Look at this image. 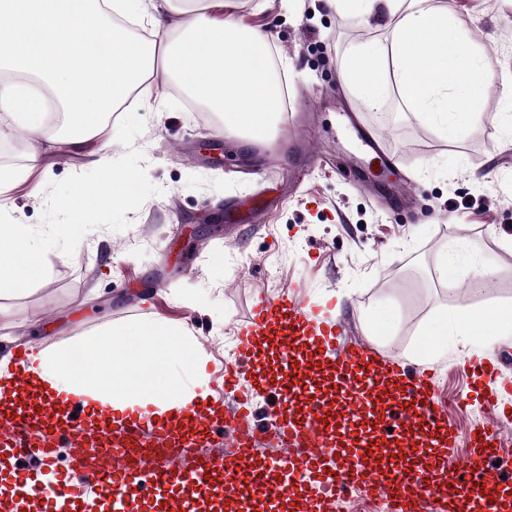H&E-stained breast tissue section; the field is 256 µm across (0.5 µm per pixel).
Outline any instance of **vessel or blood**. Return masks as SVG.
<instances>
[{"label":"vessel or blood","mask_w":512,"mask_h":512,"mask_svg":"<svg viewBox=\"0 0 512 512\" xmlns=\"http://www.w3.org/2000/svg\"><path fill=\"white\" fill-rule=\"evenodd\" d=\"M265 343L276 349V383L287 401L279 437L292 448L308 445V452L283 461L237 447L218 460L195 459L186 477L190 481L208 482L218 496L231 488L260 496L280 472L284 490L300 512H328L336 497L355 484L383 488L397 512H431L441 500L447 501L448 512H512V486L487 470L501 446L500 435L483 425L474 427L468 458L459 468H450L448 452L458 433L444 419L431 374L407 371L368 344L349 339L342 325L323 322L292 288L254 301L239 358L225 367L220 394L197 397L166 419L132 414L117 426L100 422V454L72 459L55 473L53 485L17 470H0V485L45 498V512H89L91 479L104 497L120 504L138 503L148 490L181 482L184 477L163 465L143 480L124 458L147 437L179 455L191 454L214 426L223 424L228 395L236 399L235 426L250 424L249 396L239 391V379L254 370ZM29 355V350H16L10 375L0 376V409L7 413L0 419V456L35 455L49 463L56 442L74 435L95 408L82 395L64 401L49 395L36 419L27 418ZM470 369L476 399L511 422L512 410L488 386L497 377L496 364L474 361ZM377 403L389 409L383 425L362 428L364 412ZM381 452L388 458L383 469L377 458Z\"/></svg>","instance_id":"vessel-or-blood-1"}]
</instances>
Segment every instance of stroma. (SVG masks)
Instances as JSON below:
<instances>
[{
	"instance_id": "35a3bbf8",
	"label": "stroma",
	"mask_w": 512,
	"mask_h": 512,
	"mask_svg": "<svg viewBox=\"0 0 512 512\" xmlns=\"http://www.w3.org/2000/svg\"><path fill=\"white\" fill-rule=\"evenodd\" d=\"M466 30L493 67V93L481 112L446 139L409 111L388 82L379 113L352 89H340L341 60L384 37V21L341 15L325 0H224L225 13L269 32L293 118L312 137L294 149V128L279 122L260 146L243 149L204 120L177 81L131 98L145 128L134 145L158 192L121 231L88 232L75 253H49L48 277L17 296H0V356L35 341L68 347L112 326L160 319L187 327L215 367L235 361L238 332L256 296L300 282L322 314L393 362L432 371L448 398V423L468 432L481 421L501 430L494 476L512 479V424L470 394L467 354L447 349L429 358L428 335L440 313L512 308V0H435ZM381 134L395 165L390 177L361 152L355 131H336L339 113ZM326 164L311 167L307 156ZM94 156L59 145L50 167L29 173L8 193L12 218L38 225L45 189L92 170ZM486 264L496 283L473 291L468 267L442 275L449 247ZM253 420L269 429L285 405L274 384L248 378Z\"/></svg>"
}]
</instances>
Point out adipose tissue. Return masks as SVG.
Wrapping results in <instances>:
<instances>
[{
    "instance_id": "ef3b65f1",
    "label": "adipose tissue",
    "mask_w": 512,
    "mask_h": 512,
    "mask_svg": "<svg viewBox=\"0 0 512 512\" xmlns=\"http://www.w3.org/2000/svg\"><path fill=\"white\" fill-rule=\"evenodd\" d=\"M341 14L398 15L386 42L353 53L343 82L377 105L393 74L411 111L456 137L460 118L479 111L491 88L484 56L447 10L429 0H326ZM270 37L224 12V0H0V52L13 77L0 80V112L34 138L29 168L42 167L58 142L78 149L137 89L178 79L217 112L225 129L263 139L282 112L283 91L268 62ZM50 89L63 117L46 121L45 100L20 75ZM194 372L206 360L188 329L143 320L62 349L35 347L31 386L81 394L108 421L159 416L189 401L188 388L162 373L170 358Z\"/></svg>"
}]
</instances>
